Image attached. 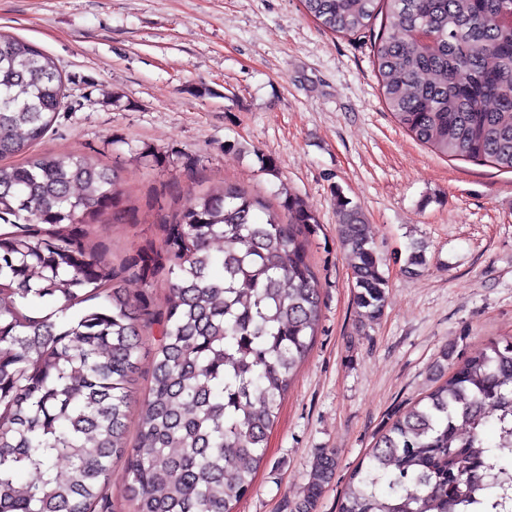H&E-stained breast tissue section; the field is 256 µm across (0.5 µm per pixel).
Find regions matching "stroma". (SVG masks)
<instances>
[{
	"label": "stroma",
	"instance_id": "stroma-1",
	"mask_svg": "<svg viewBox=\"0 0 512 512\" xmlns=\"http://www.w3.org/2000/svg\"><path fill=\"white\" fill-rule=\"evenodd\" d=\"M385 23L343 37L300 0H0V31L49 54L65 82L36 152L118 170L127 215L90 228L113 261L159 241L161 217L221 182L276 207L297 195L318 218V332L235 512H295L326 449L338 467L316 512H337L394 414L488 339L512 336V173L439 156L395 122L374 62ZM340 194L382 260L376 323L353 304ZM416 248L425 263L411 271Z\"/></svg>",
	"mask_w": 512,
	"mask_h": 512
}]
</instances>
